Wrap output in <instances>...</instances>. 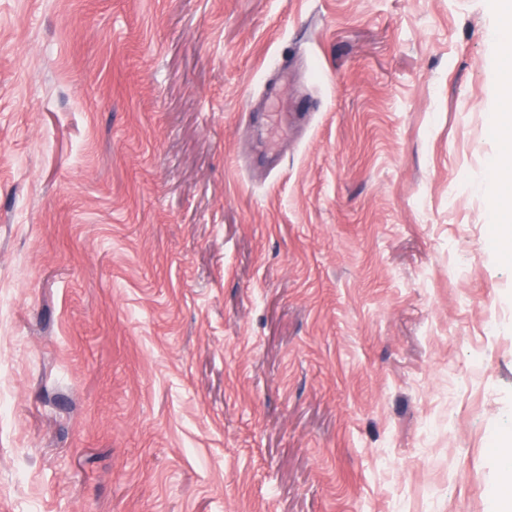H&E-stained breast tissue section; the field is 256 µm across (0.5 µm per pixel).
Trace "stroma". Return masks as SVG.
Masks as SVG:
<instances>
[{
	"label": "stroma",
	"mask_w": 512,
	"mask_h": 512,
	"mask_svg": "<svg viewBox=\"0 0 512 512\" xmlns=\"http://www.w3.org/2000/svg\"><path fill=\"white\" fill-rule=\"evenodd\" d=\"M505 44L496 0H0V512H501Z\"/></svg>",
	"instance_id": "1"
}]
</instances>
